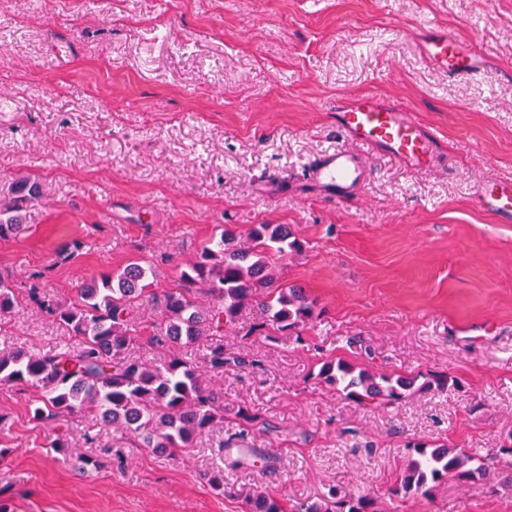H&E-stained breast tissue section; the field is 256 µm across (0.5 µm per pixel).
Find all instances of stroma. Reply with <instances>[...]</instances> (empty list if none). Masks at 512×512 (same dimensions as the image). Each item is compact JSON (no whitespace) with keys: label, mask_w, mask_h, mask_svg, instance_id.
I'll return each instance as SVG.
<instances>
[{"label":"stroma","mask_w":512,"mask_h":512,"mask_svg":"<svg viewBox=\"0 0 512 512\" xmlns=\"http://www.w3.org/2000/svg\"><path fill=\"white\" fill-rule=\"evenodd\" d=\"M427 24L477 44L491 61L451 79L419 44ZM369 94L436 131L441 165L371 158L356 199L314 193L300 166L336 139V103ZM512 178V0H0V201L16 180L39 184L27 233L0 240V274L20 305L0 320V350L74 346L25 285L67 299L129 260L157 262L169 286L221 226L250 244L259 224L302 243L285 283L320 315L299 335L244 336V309L213 368L185 349L205 382L239 409L270 471L220 452L225 426L176 458L114 446L95 418L41 423L38 390L0 385V483L15 512H243L262 488L302 500L336 488L370 494L378 512H512V494L445 484L399 498L413 439L484 453L512 443V224L476 198L485 175ZM82 242L63 258L66 245ZM344 360L379 371L439 373L454 386L395 405L362 404L319 376ZM68 441L98 460H51ZM223 469L226 492L210 486Z\"/></svg>","instance_id":"35a3bbf8"}]
</instances>
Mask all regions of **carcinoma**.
I'll return each instance as SVG.
<instances>
[{"label":"carcinoma","mask_w":512,"mask_h":512,"mask_svg":"<svg viewBox=\"0 0 512 512\" xmlns=\"http://www.w3.org/2000/svg\"><path fill=\"white\" fill-rule=\"evenodd\" d=\"M40 198V188L27 179L14 183L11 198L0 204V239L27 231L24 211ZM229 228L205 241L187 261L175 283L158 285L152 263L133 261L93 278L76 296L49 300L38 284L28 288L40 304L77 340L75 347L53 354L19 348L0 355V384L43 390L35 419H61L74 413H93L104 426L151 448L164 457L190 452L212 427L224 423V396L204 384L181 349L202 344L210 363L224 367V328L236 323L241 311L258 306L265 321L249 327L251 336L262 329L295 332L316 317L317 300L302 284L282 283V261L301 250L286 224H259L251 245H237ZM151 301L161 309L154 341L169 350L160 361L127 354L136 330L127 319L136 304ZM17 305L14 285L0 277V318ZM319 376L337 392L360 401L399 404L417 392L443 390L456 384L447 375L422 376L377 372L343 360L327 361ZM226 444L240 457L267 469L272 461L252 447L248 434H229ZM394 496H430L444 481L479 486L489 494L512 490V445L480 456L445 443L414 440ZM248 512H377L374 500L351 493L304 499L287 504L260 490L247 498Z\"/></svg>","instance_id":"1"}]
</instances>
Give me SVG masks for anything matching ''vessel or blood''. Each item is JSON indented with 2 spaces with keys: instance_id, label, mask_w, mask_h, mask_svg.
Listing matches in <instances>:
<instances>
[{
  "instance_id": "1",
  "label": "vessel or blood",
  "mask_w": 512,
  "mask_h": 512,
  "mask_svg": "<svg viewBox=\"0 0 512 512\" xmlns=\"http://www.w3.org/2000/svg\"><path fill=\"white\" fill-rule=\"evenodd\" d=\"M426 59L452 78L485 71L488 60L473 43L430 24L421 32ZM336 128L346 146H331L311 160L302 172L306 183L339 202L353 199L368 175L367 156L375 154L410 168H431L440 161L435 134L414 113L370 95L346 99L336 111ZM480 207L501 224L512 222V180L489 176L479 185Z\"/></svg>"
}]
</instances>
